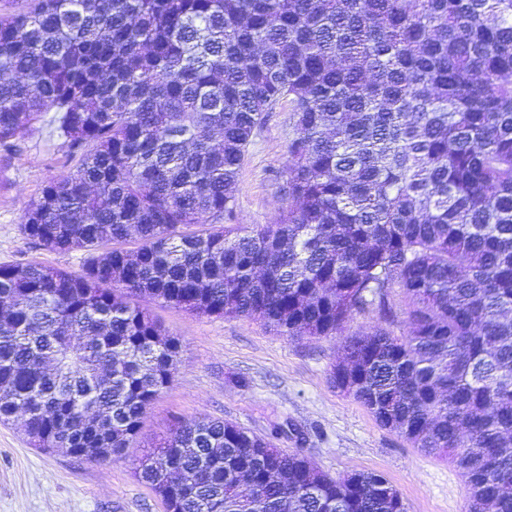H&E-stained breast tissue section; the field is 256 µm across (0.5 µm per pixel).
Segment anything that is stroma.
<instances>
[{
  "mask_svg": "<svg viewBox=\"0 0 512 512\" xmlns=\"http://www.w3.org/2000/svg\"><path fill=\"white\" fill-rule=\"evenodd\" d=\"M52 118L45 113L16 148L0 149V265L38 262L78 272L84 252L45 249L22 229L25 209L47 182L76 166ZM296 135L292 107L281 101L252 138L225 225L277 221L288 200L286 150ZM389 303L390 314L369 307L354 314L341 334L292 340L254 318L197 317L148 302L182 348L174 383L146 408L136 439L121 456L99 465L33 447L21 418L0 422V512H166L136 467L176 419L193 417L219 418L271 438L333 477L382 475L407 512H468L467 488L454 464L413 448L329 380L347 337L374 328L407 333L400 288H391Z\"/></svg>",
  "mask_w": 512,
  "mask_h": 512,
  "instance_id": "stroma-1",
  "label": "stroma"
}]
</instances>
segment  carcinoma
<instances>
[{
    "label": "carcinoma",
    "mask_w": 512,
    "mask_h": 512,
    "mask_svg": "<svg viewBox=\"0 0 512 512\" xmlns=\"http://www.w3.org/2000/svg\"><path fill=\"white\" fill-rule=\"evenodd\" d=\"M283 99L288 205L226 227ZM50 109L78 164L23 229L89 258L0 265L1 422L104 462L178 369L143 300L301 339L396 285L409 331L348 337L331 383L454 461L468 512H512V0H28L0 15V146ZM137 474L167 512H407L381 475L207 417Z\"/></svg>",
    "instance_id": "cac0c4a2"
}]
</instances>
